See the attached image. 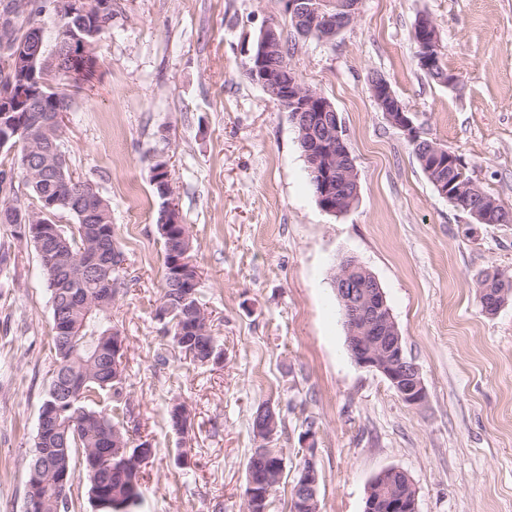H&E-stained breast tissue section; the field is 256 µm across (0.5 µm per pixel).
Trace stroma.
<instances>
[{"mask_svg":"<svg viewBox=\"0 0 512 512\" xmlns=\"http://www.w3.org/2000/svg\"><path fill=\"white\" fill-rule=\"evenodd\" d=\"M94 77L75 93L63 149L75 175L112 208L130 274L112 304L126 341L137 512H242L251 419L280 413L286 471L268 512H289L300 441L313 431L320 512H363L380 471L412 479L418 512H512V300L482 311L483 272L512 275V224H476L429 182L405 135L373 99L386 79L424 138L461 156L476 184L512 207V0H363L334 40L299 35L281 0H113ZM428 15L456 83L420 68L414 25ZM279 25L300 82L334 105L360 185L349 211H323L288 112L246 74L252 45ZM169 161L192 236L200 295L220 365L169 354L156 317L164 255L148 159ZM9 287L0 288V512H25L54 354L52 306L37 251L0 225ZM346 258L381 284L408 358L427 389L401 401L346 346L333 276ZM192 411L181 441L174 400ZM187 449L189 465L174 459Z\"/></svg>","mask_w":512,"mask_h":512,"instance_id":"35a3bbf8","label":"stroma"}]
</instances>
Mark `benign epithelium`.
Here are the masks:
<instances>
[{
  "instance_id": "benign-epithelium-1",
  "label": "benign epithelium",
  "mask_w": 512,
  "mask_h": 512,
  "mask_svg": "<svg viewBox=\"0 0 512 512\" xmlns=\"http://www.w3.org/2000/svg\"><path fill=\"white\" fill-rule=\"evenodd\" d=\"M284 13L292 18L294 26L303 34L315 28L324 18L332 17L326 26V39L336 36V30L348 26L358 14L361 0H336V13L330 15L325 6L330 0H281ZM110 0H72L68 17L95 13L108 14ZM418 33V61L425 71L434 72L441 59V39L431 18L422 14L416 24ZM40 45H31L25 38L16 40L7 52L13 66H36ZM279 49L277 25L268 24L260 30L259 45L253 52L248 68L250 80L261 86L273 99L290 112L292 121L304 146V156L310 172L319 178L320 202L323 211L336 214L350 210L359 198V181L354 161L347 149L345 130L332 103L320 92L302 85L291 69L273 73L266 67L267 58ZM370 91L385 114L389 124L400 130L406 138L418 141L409 112L400 104L386 80H374ZM10 113L0 114V145L26 144L25 153L40 146L44 164L63 173L62 155L53 139L58 137V127L63 125L64 112L47 113L34 125L16 127L9 119ZM455 161V154L438 142H430L424 150L422 163L425 174L432 176L435 189L448 198V170ZM80 196L100 209L105 201L95 186L81 181ZM164 224L180 223L179 208L173 191L163 194ZM31 234L43 242L57 229L42 224L38 210H30L18 217ZM334 288L341 305L347 331V349L361 367L381 373L399 398L409 406H419L427 399V390L418 367L404 351L403 336L387 304L386 296L372 272L353 258L342 260L337 268ZM125 340L119 333L112 336V379L124 378ZM278 429L277 411L267 405L254 414L253 436L257 443L252 464L248 470L244 492V512H266L267 502L274 494L286 466L282 453L271 447ZM312 434L305 433L302 443L308 452L295 480L296 512H319L317 500L319 475L313 461L315 449L310 441ZM151 444L145 443L132 449L119 465L137 469L151 457ZM387 505V512H418L416 490L409 476L398 468H388L373 477L368 486L364 512H375L378 502Z\"/></svg>"
}]
</instances>
